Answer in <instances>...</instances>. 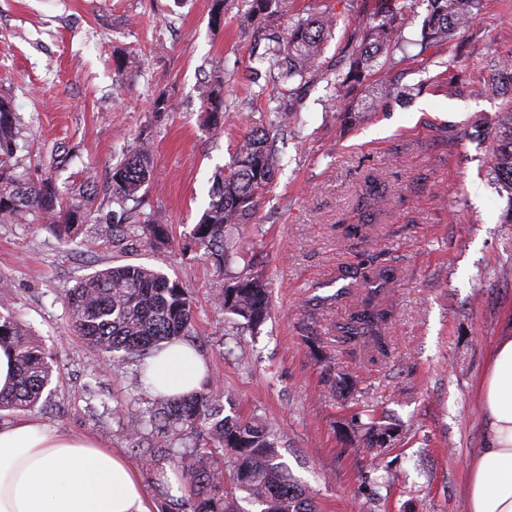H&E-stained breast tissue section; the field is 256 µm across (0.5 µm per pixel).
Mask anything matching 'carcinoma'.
<instances>
[{"label":"carcinoma","instance_id":"cac0c4a2","mask_svg":"<svg viewBox=\"0 0 512 512\" xmlns=\"http://www.w3.org/2000/svg\"><path fill=\"white\" fill-rule=\"evenodd\" d=\"M285 0H246L244 18L260 24L273 15L272 5ZM421 28L425 45L448 40L465 29L480 0H427ZM402 7L377 13L364 23L360 41L346 73L336 76L333 87L341 90L362 81L378 58L396 44L395 23ZM336 26L330 13L300 17L288 27L285 39L276 41L264 59L278 71L282 82L302 81L317 70L324 43ZM207 125L215 134L224 129V76L213 75L204 94ZM290 113L277 109L267 121L256 124L239 142L230 162L216 170L208 206L192 233L194 248L203 249L217 274L215 302L230 316L233 335L259 333L269 309V281L255 269L249 253L228 245V230L251 222L258 195L273 180L278 159L272 135L288 127ZM17 112L12 101L0 98V219L33 215L53 225L62 235L93 219L105 224L112 245L126 240L127 211L92 217L81 202L65 207L53 182L33 181L14 171L13 159L20 149ZM151 152L141 143L122 163L112 168V202L123 205L135 198L149 180ZM493 172L508 189V221L512 223V119L502 131L494 155ZM387 204L386 187L369 177L361 195V207L370 218ZM142 232L163 244L168 226L147 219ZM363 283L394 280L393 272L369 266ZM66 302L75 330L99 352L123 353L115 365L131 359L146 371L147 359L165 346L193 338L194 317L189 292L163 272L142 265L124 264L96 271L69 289ZM387 312L363 308L355 312L344 330L343 342L369 345L379 354L386 351ZM0 347L14 358V385L0 394V411H28L40 403L52 383L50 356L31 336L29 328L9 313H0ZM353 432L369 447H387L384 436L390 424L373 409L356 413ZM126 437L139 449L136 461L153 475V484L164 492L165 465L176 469L189 488V498L165 507V512H237L224 490V471L234 489L259 505V512H316L313 493L279 462L280 436L255 418L240 415L230 399L218 391L210 377L204 389L189 395L166 396L144 386L139 407L127 415Z\"/></svg>","mask_w":512,"mask_h":512}]
</instances>
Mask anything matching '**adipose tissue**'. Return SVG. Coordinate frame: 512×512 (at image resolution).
Instances as JSON below:
<instances>
[{"instance_id":"adipose-tissue-1","label":"adipose tissue","mask_w":512,"mask_h":512,"mask_svg":"<svg viewBox=\"0 0 512 512\" xmlns=\"http://www.w3.org/2000/svg\"><path fill=\"white\" fill-rule=\"evenodd\" d=\"M207 374L191 346L148 361L166 394L201 390ZM485 445L467 469V512H512V336L500 337L480 382ZM137 469L90 437L21 418L0 425V512H153Z\"/></svg>"}]
</instances>
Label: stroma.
<instances>
[{
    "label": "stroma",
    "mask_w": 512,
    "mask_h": 512,
    "mask_svg": "<svg viewBox=\"0 0 512 512\" xmlns=\"http://www.w3.org/2000/svg\"><path fill=\"white\" fill-rule=\"evenodd\" d=\"M378 2L286 0L251 27L245 0H224L218 23L212 0H0V96L20 118L19 171L52 177L66 201L95 185L87 206L107 212L113 167L147 142L150 180L126 207L169 226L168 244L152 245L129 225L120 252L97 224L65 240L40 220L0 221V312L30 326L54 359L55 391L31 417L131 455L122 414L137 406L136 367L113 366L75 333L65 295L97 270L144 265L188 289L211 375L243 415L281 433L283 459L319 512H467V463L484 444L478 381L512 330V197L492 171L512 83L489 79L490 65L512 61V0H482L468 30L438 46L421 43L425 0H408L381 71L334 97ZM320 12L335 14L336 28L318 71L302 83L254 78L293 20ZM215 73L228 113L217 136L202 114ZM383 76L404 97L364 111ZM160 95L171 111H155ZM279 99L295 121L275 141L274 179L252 223L229 232L269 278V315L230 354L216 273L184 244L216 167ZM349 104L360 114L347 122ZM371 175L389 204L367 225L358 200ZM352 224L360 236L348 235ZM369 259L395 271L380 296L388 354L374 360L336 340L366 294ZM327 367L347 384L324 385ZM89 389L112 409L104 421L88 410ZM366 404L397 426L387 453L351 430Z\"/></svg>",
    "instance_id": "stroma-1"
}]
</instances>
